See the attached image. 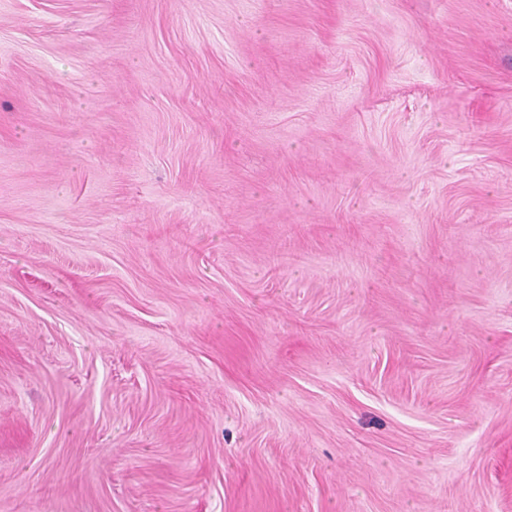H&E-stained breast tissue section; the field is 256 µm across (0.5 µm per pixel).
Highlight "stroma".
Returning <instances> with one entry per match:
<instances>
[{"label": "stroma", "instance_id": "1", "mask_svg": "<svg viewBox=\"0 0 512 512\" xmlns=\"http://www.w3.org/2000/svg\"><path fill=\"white\" fill-rule=\"evenodd\" d=\"M0 512H512V0H0Z\"/></svg>", "mask_w": 512, "mask_h": 512}]
</instances>
